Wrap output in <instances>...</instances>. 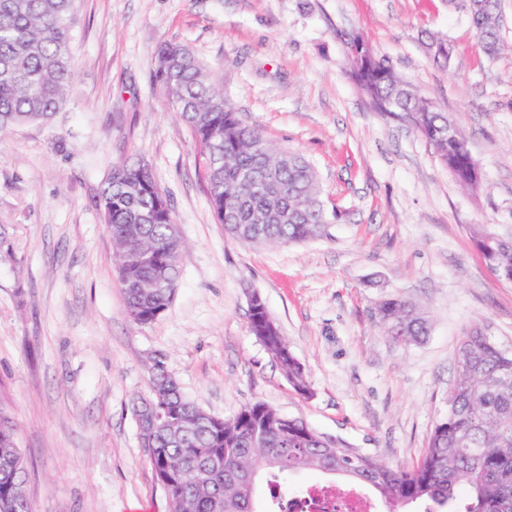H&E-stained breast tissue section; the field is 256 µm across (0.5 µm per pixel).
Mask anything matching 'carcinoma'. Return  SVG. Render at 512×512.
<instances>
[{
    "mask_svg": "<svg viewBox=\"0 0 512 512\" xmlns=\"http://www.w3.org/2000/svg\"><path fill=\"white\" fill-rule=\"evenodd\" d=\"M76 0H0V135L17 125L47 122L58 112L75 81L73 45L79 25ZM455 10L475 30L483 53L496 57L503 17L489 0H457ZM444 39L424 43L428 60L447 66ZM352 78L375 106L405 121L433 148L456 182L473 189V158L462 131L448 142L439 130L454 125L436 102L402 80L389 62L371 55L352 68ZM154 82L187 126L197 146L202 174L217 223L242 245L300 243L320 238L330 223L316 171L298 153L275 148L257 127L244 123L188 48L163 43ZM114 246L113 261L131 320L147 324L172 302L180 275L173 264L184 241L170 199L157 181L143 185L139 160L122 161L104 180L96 200ZM488 268L512 277V236L470 227ZM170 288H146L161 273ZM379 322L395 342H416L428 318L399 297L385 299ZM249 329L275 358L293 387L309 393L302 364L289 353L278 326L267 319L265 303L249 309ZM148 399L166 414L161 427L141 415L143 398L132 401L145 458L155 475L171 476L169 512H259L254 486L264 473L269 501L288 494L286 477L332 469L374 489L387 512H512V349L475 326L462 336L448 391V411L428 438L420 462L395 469L331 444L313 429L281 426L280 414L264 403L243 406L223 419L187 398L165 362L149 366ZM16 419L0 411V502L26 512L22 498L27 463L16 443ZM469 492L455 508L456 490Z\"/></svg>",
    "mask_w": 512,
    "mask_h": 512,
    "instance_id": "cac0c4a2",
    "label": "carcinoma"
}]
</instances>
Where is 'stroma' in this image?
<instances>
[{
	"instance_id": "1",
	"label": "stroma",
	"mask_w": 512,
	"mask_h": 512,
	"mask_svg": "<svg viewBox=\"0 0 512 512\" xmlns=\"http://www.w3.org/2000/svg\"><path fill=\"white\" fill-rule=\"evenodd\" d=\"M75 81L50 121L0 138V407L19 423L36 512H167L129 402L162 358L184 393L227 418L262 402L391 467L420 461L459 340L512 346V283L468 227L512 233V0L488 59L446 0H77ZM362 36L464 131L482 187L462 190L407 123L350 76ZM429 35L453 47L432 66ZM188 46L240 118L315 168L337 210L323 237L245 247L217 224L195 143L153 80L160 44ZM152 166L186 247L168 310L128 316L95 195L126 159ZM260 294L303 364L293 389L250 333ZM397 296L429 333L400 344L378 322Z\"/></svg>"
}]
</instances>
